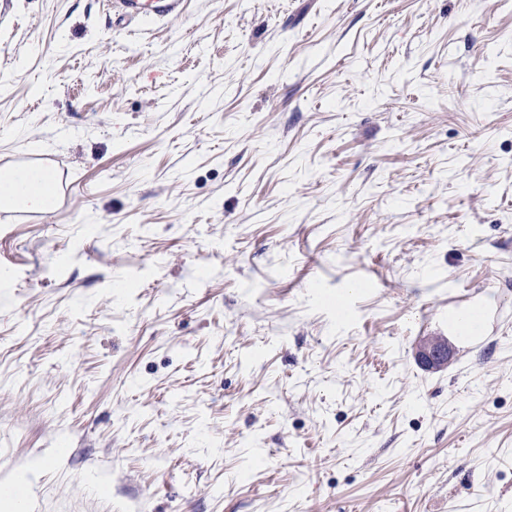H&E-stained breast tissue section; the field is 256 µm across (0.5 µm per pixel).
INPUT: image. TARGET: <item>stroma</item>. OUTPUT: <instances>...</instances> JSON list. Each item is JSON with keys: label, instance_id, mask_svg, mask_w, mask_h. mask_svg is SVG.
Returning <instances> with one entry per match:
<instances>
[{"label": "stroma", "instance_id": "obj_1", "mask_svg": "<svg viewBox=\"0 0 512 512\" xmlns=\"http://www.w3.org/2000/svg\"><path fill=\"white\" fill-rule=\"evenodd\" d=\"M110 2L0 24V167L51 158L75 199L0 223V484L512 512V0ZM187 0H114L112 22L125 24H154L178 18L185 13ZM417 358L429 369L440 370L447 368L451 358V347L447 338L430 336L420 341Z\"/></svg>", "mask_w": 512, "mask_h": 512}]
</instances>
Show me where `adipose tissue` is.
Instances as JSON below:
<instances>
[{
  "label": "adipose tissue",
  "mask_w": 512,
  "mask_h": 512,
  "mask_svg": "<svg viewBox=\"0 0 512 512\" xmlns=\"http://www.w3.org/2000/svg\"><path fill=\"white\" fill-rule=\"evenodd\" d=\"M55 190L50 175L39 168H1L0 205L47 213Z\"/></svg>",
  "instance_id": "adipose-tissue-1"
}]
</instances>
